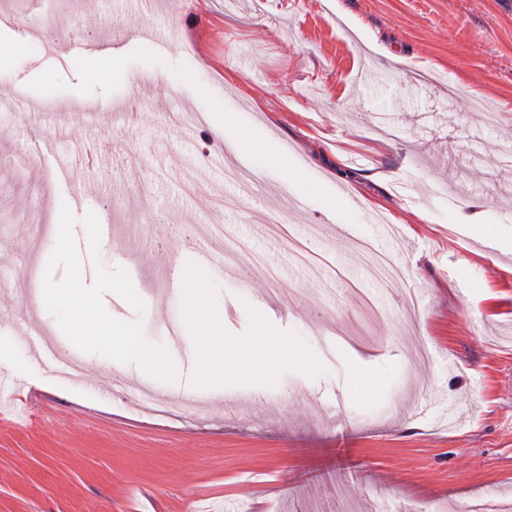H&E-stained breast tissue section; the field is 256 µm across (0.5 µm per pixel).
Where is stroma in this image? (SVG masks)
Returning <instances> with one entry per match:
<instances>
[{
	"mask_svg": "<svg viewBox=\"0 0 512 512\" xmlns=\"http://www.w3.org/2000/svg\"><path fill=\"white\" fill-rule=\"evenodd\" d=\"M1 14L0 96L37 109L0 111V306L27 310L82 267L113 326L156 354L78 345L88 369L213 410L75 390L2 328L0 375L40 397L0 391V512L512 507V0H157L150 21L132 0H0ZM147 25L169 46L138 39ZM73 39L120 43L109 80ZM216 100L284 162L228 154L199 182L223 144ZM92 140L101 190L80 203L57 167ZM91 215L111 236L87 234ZM205 250L224 256L208 299L225 357L260 322L281 341L262 376L225 371L216 400L171 287Z\"/></svg>",
	"mask_w": 512,
	"mask_h": 512,
	"instance_id": "obj_1",
	"label": "stroma"
}]
</instances>
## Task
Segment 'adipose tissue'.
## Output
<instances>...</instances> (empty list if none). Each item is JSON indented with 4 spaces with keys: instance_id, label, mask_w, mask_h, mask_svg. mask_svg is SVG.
<instances>
[{
    "instance_id": "adipose-tissue-1",
    "label": "adipose tissue",
    "mask_w": 512,
    "mask_h": 512,
    "mask_svg": "<svg viewBox=\"0 0 512 512\" xmlns=\"http://www.w3.org/2000/svg\"><path fill=\"white\" fill-rule=\"evenodd\" d=\"M211 125L226 137V146L235 154L248 155L263 162L273 161L274 156L268 146L245 132H233V113L224 109L222 102H213ZM82 268H75L69 278L68 287L47 289L42 301L58 300L64 304L70 337L81 343L97 344L113 337L112 320L99 309L95 302L83 291ZM212 275L203 267H198L183 275L181 295L189 308L188 319L201 339L202 352L197 357L196 370L202 378L223 376L225 370H246L252 376H260L265 370V360L275 338L266 324L256 328V340L247 359H228L224 356L223 320L215 314L207 301V291Z\"/></svg>"
}]
</instances>
